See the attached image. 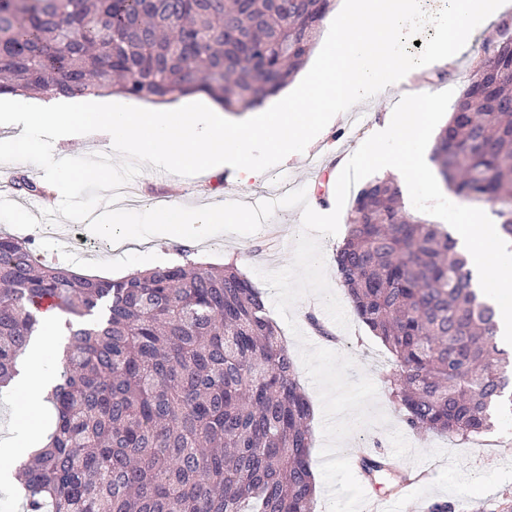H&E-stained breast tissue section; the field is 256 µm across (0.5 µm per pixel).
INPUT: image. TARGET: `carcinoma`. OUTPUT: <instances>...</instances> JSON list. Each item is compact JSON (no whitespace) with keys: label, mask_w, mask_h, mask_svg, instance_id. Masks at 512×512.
I'll return each instance as SVG.
<instances>
[{"label":"carcinoma","mask_w":512,"mask_h":512,"mask_svg":"<svg viewBox=\"0 0 512 512\" xmlns=\"http://www.w3.org/2000/svg\"><path fill=\"white\" fill-rule=\"evenodd\" d=\"M334 0H0V94L200 92L229 112L282 90ZM282 19L294 28L281 53ZM474 69L432 153L446 186L491 205L512 240V37ZM398 181L362 187L336 248L359 321L382 342L407 426L466 441L512 390L468 257L442 225L407 214ZM179 262L117 279L43 261L0 235V389L63 314L45 442L15 462L23 512H312V404L261 293L234 266ZM370 477L392 474L378 456Z\"/></svg>","instance_id":"obj_1"}]
</instances>
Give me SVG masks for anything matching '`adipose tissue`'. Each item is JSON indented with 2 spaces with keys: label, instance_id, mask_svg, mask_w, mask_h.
Returning a JSON list of instances; mask_svg holds the SVG:
<instances>
[{
  "label": "adipose tissue",
  "instance_id": "obj_1",
  "mask_svg": "<svg viewBox=\"0 0 512 512\" xmlns=\"http://www.w3.org/2000/svg\"><path fill=\"white\" fill-rule=\"evenodd\" d=\"M62 318L57 311L49 310L43 314V328L24 355L25 368L16 378L14 386L25 395L24 401L15 407V430L18 437L31 435L39 426L36 400L42 396L46 387L54 384L55 375L43 360L51 348L59 346Z\"/></svg>",
  "mask_w": 512,
  "mask_h": 512
}]
</instances>
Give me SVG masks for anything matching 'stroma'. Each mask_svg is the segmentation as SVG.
<instances>
[{"mask_svg":"<svg viewBox=\"0 0 512 512\" xmlns=\"http://www.w3.org/2000/svg\"><path fill=\"white\" fill-rule=\"evenodd\" d=\"M504 26L512 28V0H506L500 15L473 32L468 45L449 67L432 71L421 80L400 88L383 89L369 100L357 104L354 113H343L334 126L321 132L312 148L270 169L262 183L241 186L228 173L224 176L223 193L216 195L210 190L212 180L209 177L200 174L176 176L154 168L144 169L135 182L141 194L148 198L161 196L192 206L217 200L253 205L279 198V182L285 179L294 187L305 188L306 197L313 200L315 211L331 212L335 197L329 189L337 181V159L351 156L372 135L375 126L390 120L396 103L403 96L414 91L434 93L450 88L461 91L471 77L474 58L481 56L485 45L498 41L499 30ZM20 175L37 183L43 180L42 171H23L12 163L0 165V197L26 208L35 204L47 209L59 204L61 195L57 192L35 199L16 190L13 182ZM301 216V209L282 208L276 210L273 217L252 235H218L192 243L191 248L203 261L219 265L235 263L239 271L268 298L272 292L266 289L258 272L262 269L278 270L290 262L293 240L301 229ZM57 232L63 236L83 237L88 243L87 249L77 254L58 250L44 238L39 228L19 230L15 236L21 240L32 239L36 249L52 262L72 266L89 275L114 279L127 275L133 269L163 266L177 259L173 243H160L153 239L146 240L134 252L119 253L108 249L83 222L61 220ZM306 306V301L302 300L293 308L298 332H291L285 324L280 327L292 357L300 355L297 338L301 335L316 346L350 355L358 364L356 370L350 371V379H357L362 373L372 379L378 390L377 405L389 420L385 426L357 428L345 441V448L356 447L360 442H376L381 448L396 454L400 471L424 468L427 472L425 480L409 492L415 512H428L429 506L436 502H445L455 508L464 507L465 512H512V410L505 409L496 414L489 441L485 444L458 445L445 437L411 431L403 413L389 399L383 379L388 369L387 356L379 341L356 315H349L350 327L345 330L334 323L322 308L312 315L325 325L329 334L325 337L317 335L308 324Z\"/></svg>","mask_w":512,"mask_h":512,"instance_id":"35a3bbf8","label":"stroma"}]
</instances>
